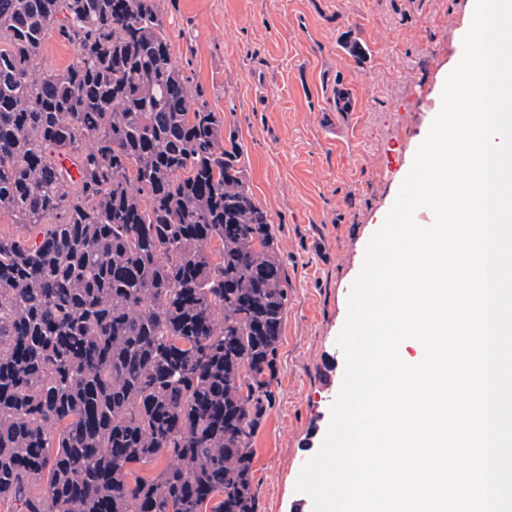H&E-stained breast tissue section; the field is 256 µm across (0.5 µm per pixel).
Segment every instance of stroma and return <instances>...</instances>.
Here are the masks:
<instances>
[{"mask_svg":"<svg viewBox=\"0 0 512 512\" xmlns=\"http://www.w3.org/2000/svg\"><path fill=\"white\" fill-rule=\"evenodd\" d=\"M173 55L224 116L288 288L271 400L253 437L257 512L295 489L343 381L350 286L463 56L474 0H159ZM368 58L344 55L341 41ZM359 106L334 108L338 83Z\"/></svg>","mask_w":512,"mask_h":512,"instance_id":"obj_1","label":"stroma"}]
</instances>
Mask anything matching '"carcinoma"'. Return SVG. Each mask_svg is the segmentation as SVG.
Instances as JSON below:
<instances>
[{
  "label": "carcinoma",
  "mask_w": 512,
  "mask_h": 512,
  "mask_svg": "<svg viewBox=\"0 0 512 512\" xmlns=\"http://www.w3.org/2000/svg\"><path fill=\"white\" fill-rule=\"evenodd\" d=\"M53 32L75 56L41 70ZM241 154L175 61L159 0H0L14 512H256L288 288Z\"/></svg>",
  "instance_id": "carcinoma-1"
}]
</instances>
